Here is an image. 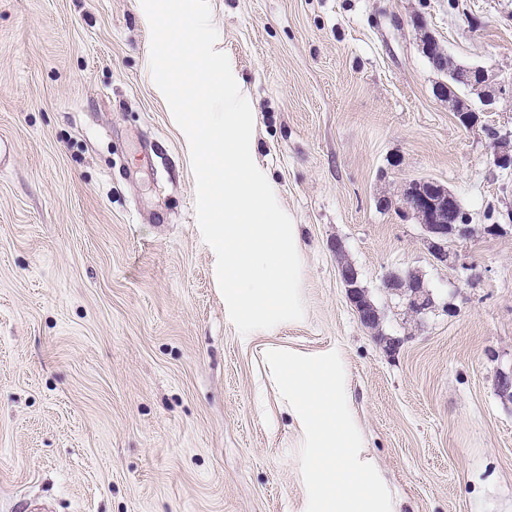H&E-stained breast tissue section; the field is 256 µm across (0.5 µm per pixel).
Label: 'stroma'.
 <instances>
[{"label": "stroma", "instance_id": "1", "mask_svg": "<svg viewBox=\"0 0 512 512\" xmlns=\"http://www.w3.org/2000/svg\"><path fill=\"white\" fill-rule=\"evenodd\" d=\"M209 3L255 162L301 226L305 314L247 337L227 315L141 0H0V512H306L273 345L339 352L359 457L398 512H512L494 385L512 366V171L487 134L512 133V97L473 102L464 127L422 52L432 36L511 82L512 0ZM423 179L474 228L449 239L454 265L401 209ZM343 259L377 328L346 299ZM407 270L424 314L382 286Z\"/></svg>", "mask_w": 512, "mask_h": 512}]
</instances>
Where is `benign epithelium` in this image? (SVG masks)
Listing matches in <instances>:
<instances>
[{"instance_id": "7a95c632", "label": "benign epithelium", "mask_w": 512, "mask_h": 512, "mask_svg": "<svg viewBox=\"0 0 512 512\" xmlns=\"http://www.w3.org/2000/svg\"><path fill=\"white\" fill-rule=\"evenodd\" d=\"M423 51L436 70L446 69L444 49L437 40L426 38ZM458 80L480 88L493 81V78L488 69L476 67L462 71L458 75ZM402 209L417 219L437 261L446 265L453 264L455 256L447 249L448 238L467 237L472 232V225L460 217L453 193L432 181H412L403 190ZM339 275L347 301L361 323L369 328L377 327L379 315L369 299L368 290L360 283L357 270L352 264L342 261ZM382 287L404 298L407 306L417 313L426 311L432 305V299L424 288L421 276L415 272L404 275L391 272L384 277ZM495 386L500 400L505 404H511L512 365L497 371Z\"/></svg>"}]
</instances>
